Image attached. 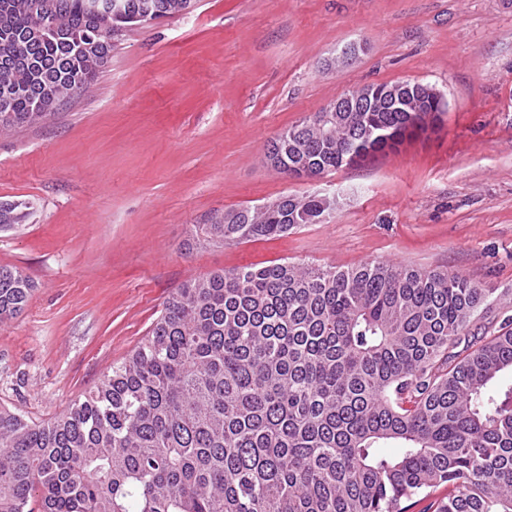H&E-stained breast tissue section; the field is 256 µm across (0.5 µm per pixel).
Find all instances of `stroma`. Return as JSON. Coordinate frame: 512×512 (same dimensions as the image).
Segmentation results:
<instances>
[{
    "instance_id": "obj_1",
    "label": "stroma",
    "mask_w": 512,
    "mask_h": 512,
    "mask_svg": "<svg viewBox=\"0 0 512 512\" xmlns=\"http://www.w3.org/2000/svg\"><path fill=\"white\" fill-rule=\"evenodd\" d=\"M448 102L430 137L319 179L279 174V133L368 84ZM319 193L336 207L285 237L212 245L217 211ZM0 266L30 277L0 322V406L62 414L148 336L184 281L276 260L445 269L493 289L474 327L512 315V0H197L128 31L91 89L0 133Z\"/></svg>"
}]
</instances>
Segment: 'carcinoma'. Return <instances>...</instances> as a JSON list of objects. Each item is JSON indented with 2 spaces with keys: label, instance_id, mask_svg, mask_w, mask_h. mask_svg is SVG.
<instances>
[{
  "label": "carcinoma",
  "instance_id": "carcinoma-1",
  "mask_svg": "<svg viewBox=\"0 0 512 512\" xmlns=\"http://www.w3.org/2000/svg\"><path fill=\"white\" fill-rule=\"evenodd\" d=\"M0 0V132L88 90L115 39L183 0ZM364 87L363 112L315 113L273 142L293 178L358 166L417 138L432 108ZM327 211L316 194L193 225L197 241L276 239ZM27 217L0 203V229ZM32 292L0 266V322ZM490 290L446 269L287 262L191 277L144 342L59 417L0 409V512H512V318L472 333ZM395 448L394 454L386 452Z\"/></svg>",
  "mask_w": 512,
  "mask_h": 512
}]
</instances>
